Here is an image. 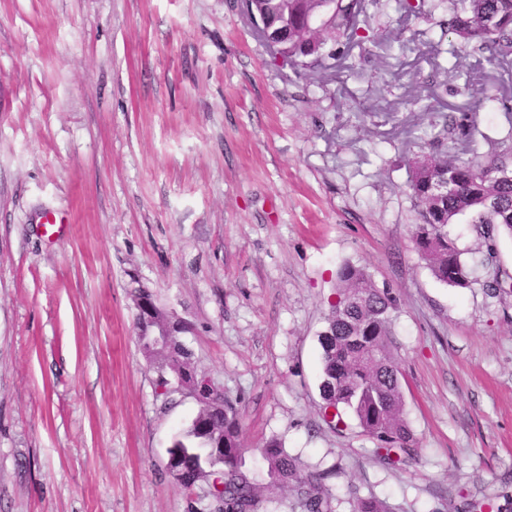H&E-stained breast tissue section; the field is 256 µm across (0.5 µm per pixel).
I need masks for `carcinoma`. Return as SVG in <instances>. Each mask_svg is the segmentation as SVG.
Masks as SVG:
<instances>
[{
    "label": "carcinoma",
    "mask_w": 512,
    "mask_h": 512,
    "mask_svg": "<svg viewBox=\"0 0 512 512\" xmlns=\"http://www.w3.org/2000/svg\"><path fill=\"white\" fill-rule=\"evenodd\" d=\"M254 4L268 25L283 32L281 55L294 66H321L329 40L351 45L361 41L366 0H331L323 7L311 0H244L248 9ZM401 7L416 16L446 15L442 35L488 53L491 61L512 63V0H402ZM409 190L418 208L415 242L421 259L439 282L470 287L473 267L448 239V225H473L490 257L496 253L497 235L512 238V132L486 154L474 151L466 159L443 153L417 157ZM337 278L336 301L319 336L323 420L337 430L344 424L341 411L350 413L381 457L396 467L405 463L404 455L415 443L404 416L401 369L392 352L396 300L363 267L345 263ZM141 347L160 361L161 394L174 393L167 375L179 377L189 366L190 352L178 343L163 353L145 343ZM202 380L199 377L186 390L199 411L185 435L168 448V459L187 494L204 482L220 512H259L258 484L242 470L245 448L238 414L227 402L222 407L209 402ZM261 453L269 478L291 487L304 512H331L321 494L328 473L300 469L277 439L268 441Z\"/></svg>",
    "instance_id": "obj_1"
}]
</instances>
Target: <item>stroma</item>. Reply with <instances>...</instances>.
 <instances>
[{"label":"stroma","mask_w":512,"mask_h":512,"mask_svg":"<svg viewBox=\"0 0 512 512\" xmlns=\"http://www.w3.org/2000/svg\"><path fill=\"white\" fill-rule=\"evenodd\" d=\"M397 0L361 44L304 70L274 59L242 0H0V512H187L165 469L198 411L157 393L132 292L190 322L199 373L234 405L260 512L277 439L325 471L332 512H499L512 495V239L494 266L433 278L414 241L410 163L467 158L512 131V64L442 36ZM494 100L476 106L479 92ZM469 138L440 137L443 114ZM366 267L397 300L393 351L415 458L383 464L330 429L318 384L336 275Z\"/></svg>","instance_id":"35a3bbf8"}]
</instances>
